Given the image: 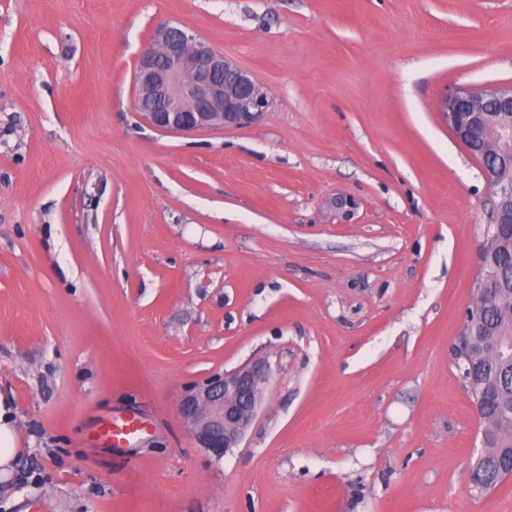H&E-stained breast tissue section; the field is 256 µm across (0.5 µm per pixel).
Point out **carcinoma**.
<instances>
[{
    "mask_svg": "<svg viewBox=\"0 0 512 512\" xmlns=\"http://www.w3.org/2000/svg\"><path fill=\"white\" fill-rule=\"evenodd\" d=\"M486 160L500 168L502 179H512L511 153L490 151ZM481 258L455 359L479 413L482 450L468 476V492L475 497L496 491L512 476V359L500 354V345L512 343V229L498 234L489 226Z\"/></svg>",
    "mask_w": 512,
    "mask_h": 512,
    "instance_id": "cac0c4a2",
    "label": "carcinoma"
}]
</instances>
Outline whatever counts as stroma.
<instances>
[{"label": "stroma", "mask_w": 512, "mask_h": 512, "mask_svg": "<svg viewBox=\"0 0 512 512\" xmlns=\"http://www.w3.org/2000/svg\"><path fill=\"white\" fill-rule=\"evenodd\" d=\"M168 20L255 76L258 123L142 119ZM510 83L512 0H0V512H512V479L466 490L450 349L495 196L438 110ZM257 358L214 459L179 402ZM18 454V437L12 410L5 398L0 396V467H3V480L11 473V463Z\"/></svg>", "instance_id": "obj_1"}]
</instances>
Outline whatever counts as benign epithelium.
<instances>
[{
	"mask_svg": "<svg viewBox=\"0 0 512 512\" xmlns=\"http://www.w3.org/2000/svg\"><path fill=\"white\" fill-rule=\"evenodd\" d=\"M137 108L153 127L171 133L242 128L257 123L270 101L256 78L191 30L171 21L157 26L135 76ZM441 112L464 143L490 112L512 115V84L445 97ZM496 201V223H512V182L496 181L482 165ZM271 365L254 360L193 386L179 414L197 447L220 459L239 447L264 401Z\"/></svg>",
	"mask_w": 512,
	"mask_h": 512,
	"instance_id": "1",
	"label": "benign epithelium"
}]
</instances>
